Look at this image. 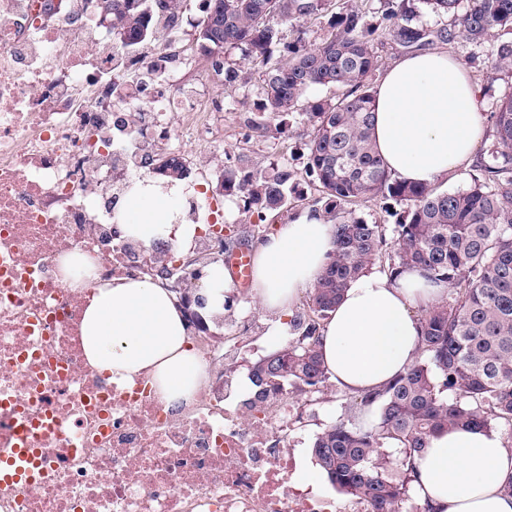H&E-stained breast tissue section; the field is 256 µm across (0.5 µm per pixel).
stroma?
Here are the masks:
<instances>
[{"label":"stroma","mask_w":512,"mask_h":512,"mask_svg":"<svg viewBox=\"0 0 512 512\" xmlns=\"http://www.w3.org/2000/svg\"><path fill=\"white\" fill-rule=\"evenodd\" d=\"M201 7V0H193L190 10L184 14L185 24L172 50L192 56L193 64L186 81L199 88L210 103L217 105L218 110L212 117L209 141L198 142L187 138L181 142V153L191 171L189 178L184 181L185 186L208 194L215 190L226 167L243 162L251 169L265 168L270 163L282 162L295 173L291 214L312 209L319 193L303 171L308 141L303 116L297 113L291 115L287 126L270 130L267 136L250 134L247 120L252 117L253 109L261 98V81L255 73L233 83L215 75L207 57L192 41V24L200 17ZM496 43V37L492 36L478 43L451 44L447 47L448 52L467 65L474 83L482 92V110L488 114L495 112L500 100L512 92V73L503 71L495 74L491 71L492 51ZM219 213L222 222L230 225L233 240L249 248L258 240L255 231L258 222H265L270 227L277 222L273 216L259 219L256 212L246 209L242 198L237 195L222 197ZM228 300L229 306L224 312L225 332H233L240 321L252 326L240 353L242 366L232 375L233 381L238 383L248 378L250 365L270 351L263 331L266 314L249 293L239 288L231 289ZM288 396L298 407L291 433L295 440L291 452L296 460V468L289 472V481L317 475L316 489L332 503V512H354V499L338 493L330 485L326 475L320 474L312 453L316 435L345 413L342 390L335 383L328 382L310 392L289 389Z\"/></svg>","instance_id":"1"}]
</instances>
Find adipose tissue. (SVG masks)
Instances as JSON below:
<instances>
[{
    "instance_id": "ef3b65f1",
    "label": "adipose tissue",
    "mask_w": 512,
    "mask_h": 512,
    "mask_svg": "<svg viewBox=\"0 0 512 512\" xmlns=\"http://www.w3.org/2000/svg\"><path fill=\"white\" fill-rule=\"evenodd\" d=\"M487 117L466 65L448 53L405 55L375 86V148L395 179L434 184L470 166ZM184 185L135 184L116 209L129 238L189 250L197 227L185 221ZM333 249L332 226L305 212L276 225L253 249L251 288L268 315L266 333L281 340L299 294L315 286ZM445 284L418 272L400 278L366 272L345 290L325 321L321 352L330 377L352 394L378 390L414 361L421 334L417 308L440 303ZM80 325L90 366L111 378L152 377L167 407L191 403L205 369L187 345L172 292L148 278L93 285ZM414 488L429 512H512L501 486L512 477V443L474 428L435 434L414 461Z\"/></svg>"
}]
</instances>
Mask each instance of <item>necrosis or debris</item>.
Masks as SVG:
<instances>
[{
	"mask_svg": "<svg viewBox=\"0 0 512 512\" xmlns=\"http://www.w3.org/2000/svg\"><path fill=\"white\" fill-rule=\"evenodd\" d=\"M95 4L0 0V465L32 473L0 483V512H329L288 481L285 388L256 398L210 378L177 412L148 375L119 382L86 362L80 285L153 263L117 233L113 192L147 178L172 113L209 129L184 59L126 54ZM118 97L132 127L116 124ZM72 255L90 271L64 268Z\"/></svg>",
	"mask_w": 512,
	"mask_h": 512,
	"instance_id": "obj_1",
	"label": "necrosis or debris"
}]
</instances>
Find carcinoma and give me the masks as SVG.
Masks as SVG:
<instances>
[{"instance_id":"cac0c4a2","label":"carcinoma","mask_w":512,"mask_h":512,"mask_svg":"<svg viewBox=\"0 0 512 512\" xmlns=\"http://www.w3.org/2000/svg\"><path fill=\"white\" fill-rule=\"evenodd\" d=\"M111 2L112 34L127 51L155 40L159 22H175L187 7V0ZM428 3L444 22L416 25L410 0H386L385 35L406 53L512 33V0H468L462 14L459 0ZM326 10V0H205L196 43L228 83L242 70L225 66L224 53L241 52L261 80L258 111L283 123L304 111L305 175L320 193L318 213L334 225L333 251L309 310L289 321L292 341L251 369L258 395L275 386V379L302 391L329 381L320 352L323 322L349 284L384 257L393 277L417 271L430 282L448 284V297L419 318L414 362L380 390L346 395L349 415L326 426L313 444L317 464L339 492L371 512H403L415 496L414 458L435 433L475 425L506 430L512 439V93L492 115L494 141L467 189L449 192L399 181L371 138L374 87L368 78L377 66L380 34L366 13L353 5L333 13L317 44L275 56L283 25L299 27ZM493 69L512 70V40L495 45ZM314 86L344 93L305 100ZM147 158L174 179L179 164L171 153L160 150ZM221 179L224 193L242 195L258 212L288 215V166L256 172L230 166ZM388 200L405 206L390 230L350 209ZM391 448L401 455L395 475Z\"/></svg>"}]
</instances>
